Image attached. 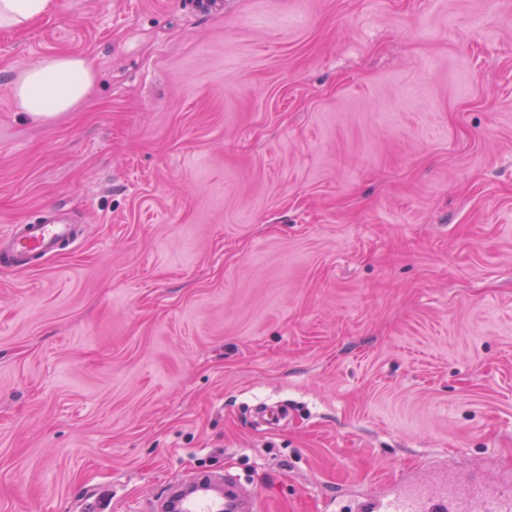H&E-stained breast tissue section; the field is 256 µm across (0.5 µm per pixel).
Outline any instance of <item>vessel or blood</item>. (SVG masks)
Wrapping results in <instances>:
<instances>
[{
  "label": "vessel or blood",
  "instance_id": "obj_1",
  "mask_svg": "<svg viewBox=\"0 0 512 512\" xmlns=\"http://www.w3.org/2000/svg\"><path fill=\"white\" fill-rule=\"evenodd\" d=\"M79 236L77 225L54 220L12 225L0 240V267L53 255ZM251 508L250 495L238 489L220 494L210 487L183 501V512H250ZM359 512H512V485L471 479L447 492L395 483L390 492L362 497Z\"/></svg>",
  "mask_w": 512,
  "mask_h": 512
}]
</instances>
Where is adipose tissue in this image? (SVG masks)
Segmentation results:
<instances>
[{
	"mask_svg": "<svg viewBox=\"0 0 512 512\" xmlns=\"http://www.w3.org/2000/svg\"><path fill=\"white\" fill-rule=\"evenodd\" d=\"M95 75L80 56H47L23 69L15 85L17 105L31 120L46 122L73 110L90 94Z\"/></svg>",
	"mask_w": 512,
	"mask_h": 512,
	"instance_id": "obj_1",
	"label": "adipose tissue"
}]
</instances>
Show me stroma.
<instances>
[{
	"mask_svg": "<svg viewBox=\"0 0 512 512\" xmlns=\"http://www.w3.org/2000/svg\"><path fill=\"white\" fill-rule=\"evenodd\" d=\"M55 3L0 30V233H84L0 269V512L512 476V0ZM48 55L96 80L34 122ZM95 75L81 56H47L19 74L14 94L31 120L46 122L70 112L90 94Z\"/></svg>",
	"mask_w": 512,
	"mask_h": 512,
	"instance_id": "stroma-1",
	"label": "stroma"
}]
</instances>
